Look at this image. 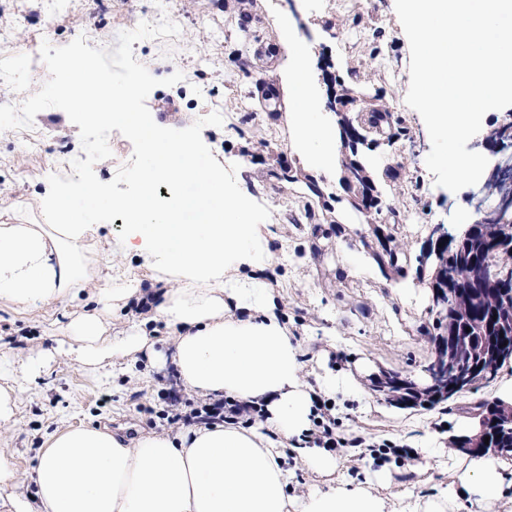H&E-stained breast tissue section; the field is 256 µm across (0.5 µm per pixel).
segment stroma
I'll list each match as a JSON object with an SVG mask.
<instances>
[{
    "instance_id": "35a3bbf8",
    "label": "stroma",
    "mask_w": 512,
    "mask_h": 512,
    "mask_svg": "<svg viewBox=\"0 0 512 512\" xmlns=\"http://www.w3.org/2000/svg\"><path fill=\"white\" fill-rule=\"evenodd\" d=\"M170 5L179 37L144 39L134 43L133 52L154 77L179 70L185 78L153 89L146 105L171 138L200 142L205 161L232 173L231 187L245 191L256 206V223L276 225L277 236L269 242L276 264L271 286L304 351L306 380L314 381L322 369L359 361L352 374L368 393L369 406L360 413L340 412L339 418L342 434L362 437L365 444L341 449L335 478L364 481L371 470L369 444L443 431L468 421L471 403L494 396L493 385L480 384L431 407L404 408L373 390L387 372L426 384L437 309L431 289L418 284L403 295L380 266L366 276L350 272L346 255H367L365 243L379 226L410 259H417L432 225L456 231L461 211L472 208L470 188L454 193L439 187L426 167L431 142L423 119L405 102L410 47L394 0H336L332 11L323 0H7L0 7V22L17 27L20 46L0 49V64L25 63L26 77L5 88L6 103L25 100L48 80L39 59L42 43L60 47L82 36L88 46L113 50L125 29V13L150 19ZM285 19L294 38L310 49L305 75L318 95L316 110L323 123L336 129L341 120H349L366 138L361 152L382 199L375 221L352 207L340 166L314 167L292 146L286 134L287 98L273 106L252 94L259 78L265 86H282L290 64L281 31ZM203 53L210 61L200 68L196 60ZM338 94L353 99L339 114L328 108ZM371 105L391 113V141L371 129ZM33 125L47 136L44 150L36 154L15 131H0V224L42 223L40 203L49 191V175H70L71 160L83 154L79 128L63 110L45 109ZM60 140L70 149L68 157L54 150ZM398 161L403 164L400 177L385 178L386 166ZM286 166L313 177L319 193H311L304 182L280 179ZM122 229L119 217L100 219L84 247L85 262L103 279L118 267L142 287H153V272L136 257L109 251V241ZM103 309L95 297L79 302L61 298L20 313L0 302V364L16 366L56 348L71 318ZM171 377L172 366L165 363L112 379L58 355L43 368L39 387L18 381L16 420L0 429V451L13 456L20 476L16 494L30 495L35 450L56 429L108 420L131 436L166 430L155 411L158 393ZM419 462L416 455L400 459L393 486L379 487V494L404 490L428 496L448 486L447 469L425 470Z\"/></svg>"
}]
</instances>
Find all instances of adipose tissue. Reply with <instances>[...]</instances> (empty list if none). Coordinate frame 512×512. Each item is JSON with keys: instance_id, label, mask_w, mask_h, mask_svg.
Returning a JSON list of instances; mask_svg holds the SVG:
<instances>
[{"instance_id": "ef3b65f1", "label": "adipose tissue", "mask_w": 512, "mask_h": 512, "mask_svg": "<svg viewBox=\"0 0 512 512\" xmlns=\"http://www.w3.org/2000/svg\"><path fill=\"white\" fill-rule=\"evenodd\" d=\"M291 54L288 136L318 166L331 167L336 137L312 110L302 72L307 51L296 46ZM130 97L97 76L69 81L73 111L126 128L140 142L136 191L111 199L94 185L59 188L43 203L48 223L0 224V301L20 310L98 290L84 243L101 214H121L123 230L110 247L155 271L164 287L155 314L130 329L81 314L60 353L93 372L120 360L152 365L159 321L187 389L263 408L265 418L256 426L200 424L135 437L104 422L58 430L37 450L30 499L13 494L16 465L0 451V512H387L367 482L288 494V462L321 475L336 470L335 457L303 439L315 396L339 392L360 404L365 393L346 371L305 381L301 345L264 277L273 255L246 195L228 194L223 170L194 145L167 137L150 114L113 109V101ZM163 183L174 190L167 206L157 196ZM451 473L446 492L416 498L408 512H456L459 500L481 504L512 492V462L503 458L458 456Z\"/></svg>"}]
</instances>
